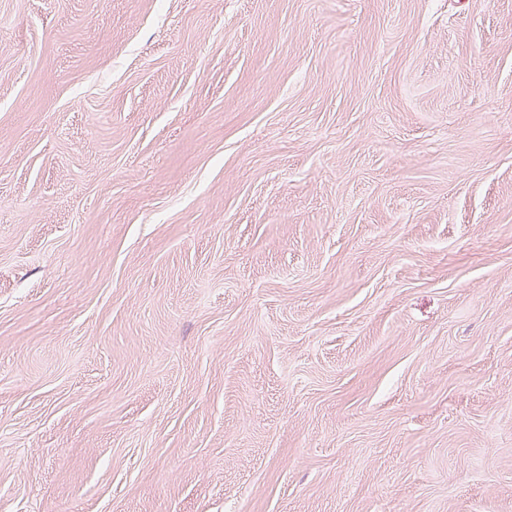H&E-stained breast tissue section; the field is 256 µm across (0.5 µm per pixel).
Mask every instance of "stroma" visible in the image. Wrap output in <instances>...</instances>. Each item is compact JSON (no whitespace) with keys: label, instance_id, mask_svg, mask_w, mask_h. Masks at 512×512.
<instances>
[{"label":"stroma","instance_id":"35a3bbf8","mask_svg":"<svg viewBox=\"0 0 512 512\" xmlns=\"http://www.w3.org/2000/svg\"><path fill=\"white\" fill-rule=\"evenodd\" d=\"M0 512H512V0H0Z\"/></svg>","mask_w":512,"mask_h":512}]
</instances>
